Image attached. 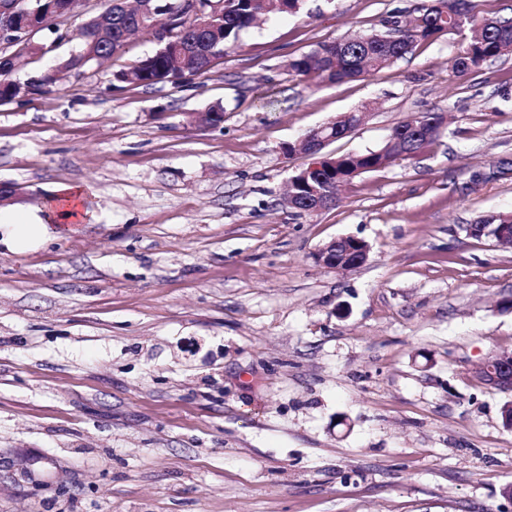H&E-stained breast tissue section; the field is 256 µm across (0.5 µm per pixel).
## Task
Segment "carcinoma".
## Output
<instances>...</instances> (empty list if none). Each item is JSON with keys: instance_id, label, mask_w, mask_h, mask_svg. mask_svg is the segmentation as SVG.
Masks as SVG:
<instances>
[{"instance_id": "1", "label": "carcinoma", "mask_w": 512, "mask_h": 512, "mask_svg": "<svg viewBox=\"0 0 512 512\" xmlns=\"http://www.w3.org/2000/svg\"><path fill=\"white\" fill-rule=\"evenodd\" d=\"M304 0H217L207 16L209 26L200 29L189 13L181 19L182 36L176 43L179 51L153 52L135 64L119 71L116 80L134 86H152L169 82L178 85L187 76L203 75L211 70L215 58L224 54L226 45L237 40L241 32L260 18L280 13L297 14ZM165 0H136L127 5L122 0H109L107 8L90 18L81 29L82 46L78 56H70L63 71L80 72L88 63L107 59L122 52L132 36H155L156 26ZM383 31H360L340 41H324L288 60V70L297 76L311 77L323 83L372 76L404 57L415 47L443 33L462 37L463 46L455 56L453 70L459 75L479 71L488 61L512 55V26L503 29L477 18V4L471 3L464 21L455 17L449 0H423L407 15L396 14L386 20ZM399 38L401 49L388 56L382 39L389 33ZM45 55L42 43H19L6 52L0 50V99L41 92L56 85L61 77L44 76L18 89L12 74L24 59ZM441 116L425 112L396 125L385 145L378 150L359 153L329 154L323 168L326 185L338 189L357 176L390 166L395 158L407 152L415 158L428 151L440 138ZM314 182L296 181L297 199L290 209L306 213L310 208ZM501 224L512 225V212H492L480 216L469 236L477 241L489 238Z\"/></svg>"}]
</instances>
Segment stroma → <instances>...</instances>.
<instances>
[{
  "instance_id": "obj_1",
  "label": "stroma",
  "mask_w": 512,
  "mask_h": 512,
  "mask_svg": "<svg viewBox=\"0 0 512 512\" xmlns=\"http://www.w3.org/2000/svg\"><path fill=\"white\" fill-rule=\"evenodd\" d=\"M418 2L307 0L205 75L117 87L143 35L0 101V182L41 209L83 188L92 213L0 244V512H512V394L478 375L512 351V248L466 234L512 211V56L460 76L444 34L363 81L287 68ZM106 6L83 0L15 80L58 69ZM216 104L223 126L197 125ZM357 109L330 152L424 112L448 129L330 209L282 206L313 161L284 144ZM339 236L371 245L363 266L314 263Z\"/></svg>"
}]
</instances>
